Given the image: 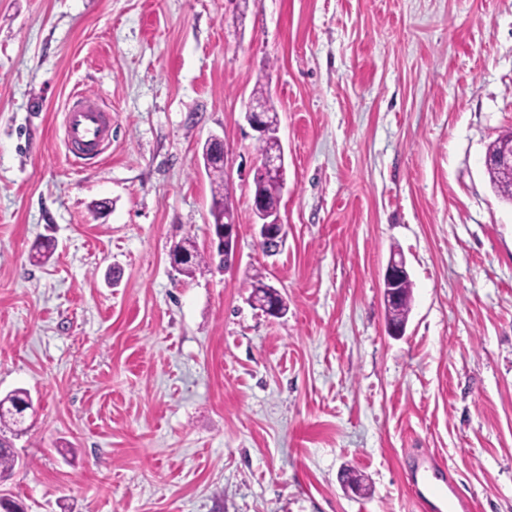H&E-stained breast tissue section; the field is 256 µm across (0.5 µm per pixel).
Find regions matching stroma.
I'll list each match as a JSON object with an SVG mask.
<instances>
[{
  "label": "stroma",
  "mask_w": 512,
  "mask_h": 512,
  "mask_svg": "<svg viewBox=\"0 0 512 512\" xmlns=\"http://www.w3.org/2000/svg\"><path fill=\"white\" fill-rule=\"evenodd\" d=\"M258 85L285 154L272 255L251 209ZM75 91L112 110L111 149L78 164ZM511 130L512 0H0V399L33 400L0 494L419 512L405 471L426 452L474 512H512V202L484 168ZM212 135L239 236L231 267L189 279L168 253L210 248ZM257 274L284 316L251 303ZM408 276L409 274L404 258L391 254L385 268L382 282L383 300L387 306L397 299L398 285Z\"/></svg>",
  "instance_id": "1"
}]
</instances>
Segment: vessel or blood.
<instances>
[{"mask_svg": "<svg viewBox=\"0 0 512 512\" xmlns=\"http://www.w3.org/2000/svg\"><path fill=\"white\" fill-rule=\"evenodd\" d=\"M111 137V114L103 112L90 95L73 94L65 112V138L69 151L93 154ZM411 476L422 481L417 493L422 512H472V503L456 495L453 477L443 475L433 457L418 458Z\"/></svg>", "mask_w": 512, "mask_h": 512, "instance_id": "1", "label": "vessel or blood"}]
</instances>
